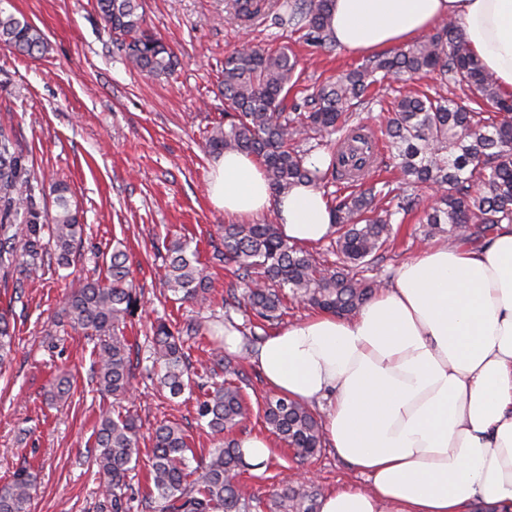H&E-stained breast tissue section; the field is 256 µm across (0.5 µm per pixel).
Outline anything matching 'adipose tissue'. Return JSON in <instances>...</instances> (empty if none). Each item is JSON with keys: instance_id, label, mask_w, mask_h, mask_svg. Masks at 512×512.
<instances>
[{"instance_id": "adipose-tissue-1", "label": "adipose tissue", "mask_w": 512, "mask_h": 512, "mask_svg": "<svg viewBox=\"0 0 512 512\" xmlns=\"http://www.w3.org/2000/svg\"><path fill=\"white\" fill-rule=\"evenodd\" d=\"M444 18L511 93L512 0H333L330 28L349 51L380 52ZM207 192L240 221L274 211L292 244L336 231L321 190L273 192L243 153L212 160ZM253 360L276 394L319 407L328 445L368 482L327 493L319 512L512 507V226L479 249L428 246L354 317L314 312Z\"/></svg>"}]
</instances>
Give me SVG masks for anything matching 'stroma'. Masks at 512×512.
<instances>
[{
	"mask_svg": "<svg viewBox=\"0 0 512 512\" xmlns=\"http://www.w3.org/2000/svg\"><path fill=\"white\" fill-rule=\"evenodd\" d=\"M140 3L148 24L178 55L172 75L151 77L127 65L112 48L95 0H0V10L24 15L47 39L46 51L36 57L0 46V123L14 126L38 178L68 185L86 246L108 253L114 238L124 239L142 292L125 336L143 340L160 319L172 325L197 320L202 335L190 351L196 362L223 340L222 305L233 279L231 266L213 258L218 227L228 218L208 198L212 156L204 150L208 130L224 119L219 81L225 55L244 44L290 47L303 70L298 89L307 94L361 58L341 47L333 52L308 47L268 19L241 22L227 12L226 0ZM424 230L418 214L407 216L394 248L368 269V277L389 280L394 267L427 246ZM179 238L198 247L210 275L209 306L182 305L164 295L165 245ZM70 289V280L50 270L17 298L0 290V307H12L18 343L11 366L0 373V485L28 466L37 476L32 512H103L93 431L100 412L113 407L132 416L145 436L127 490L130 512H142L149 493L147 436L157 425L178 423L197 455L218 438L196 420L199 389L171 397L160 388L147 356H140L131 392L120 404L98 392L91 380L93 342L83 331L54 323ZM232 360L243 371L239 385L250 414L230 437L266 436L272 444L265 465L242 475L246 496L260 501L253 512H270L271 494L283 474L308 471L323 493L364 484L332 448L302 464L270 436L263 414L273 391L247 355ZM63 371L72 374L73 389L48 405L43 391Z\"/></svg>",
	"mask_w": 512,
	"mask_h": 512,
	"instance_id": "35a3bbf8",
	"label": "stroma"
}]
</instances>
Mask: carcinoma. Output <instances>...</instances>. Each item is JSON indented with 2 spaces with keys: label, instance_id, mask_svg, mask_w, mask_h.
Here are the masks:
<instances>
[{
  "label": "carcinoma",
  "instance_id": "obj_1",
  "mask_svg": "<svg viewBox=\"0 0 512 512\" xmlns=\"http://www.w3.org/2000/svg\"><path fill=\"white\" fill-rule=\"evenodd\" d=\"M259 0H230L242 18L256 16ZM332 0H274V20L298 32L314 48L333 49L328 30ZM139 0H96V11L112 32V46L134 69L152 76L171 74L178 64L174 49L153 33L139 12ZM0 43L33 57L46 49L42 32L25 17L0 10ZM297 56L288 49L249 48L224 57V125L214 127L205 147L213 154L237 151L255 155L273 191L279 193L307 182L323 189L346 181L353 190L333 206L336 238L331 242L335 267H326L313 254L283 238L280 224H229L223 248L213 259L236 266V283L224 298V320L243 311L253 328L263 329L282 315L283 298L338 316H353L385 286L359 274L379 260L391 245V218L419 208L415 189L432 184L442 194L424 209L425 224L448 235V240L476 246L490 238L501 224H512V97L501 90L465 39L458 22L448 20L433 32L404 47L366 57L356 67L320 85L302 101L284 105L300 81ZM433 74L445 87H465L469 104L439 93H399L388 110L385 135L390 139L394 167L400 171L397 187L387 181L366 182L377 161L365 162L361 173L341 170L339 148L350 135L365 129L355 122L356 110L370 103V89ZM330 156L327 168L311 163L313 153ZM53 199L56 210L45 223L35 193ZM69 187L63 182H35L12 128L0 124V280L23 285L38 274L75 265L84 236V224L72 209ZM25 228H20V225ZM165 284L177 300L201 304L207 300L209 278L187 240L166 247ZM128 258L116 242L105 260L104 278L87 276L68 294L61 317L89 336H110L103 342L93 375L98 390L121 401L134 376L131 345L118 335L133 316L139 298L130 279ZM201 325L188 322L172 330L154 326L150 336L153 367L160 384L173 396L191 386L187 350L200 335ZM15 333L8 310H0V371L14 353ZM201 371L194 373L202 395L197 419L221 435L246 418L241 388L231 377L239 375L224 350L209 352ZM227 375L223 381L219 374ZM71 378L58 376L47 391L51 401L69 395ZM265 423L279 439L305 459L324 443L316 412L304 403L277 396L266 402ZM149 497L154 512H250L251 500L242 494L239 477L245 463L235 442L212 449L189 464L185 431L164 422L151 435ZM95 464L103 479L111 512H129L128 478L140 454V433L128 416L103 411L95 431ZM37 476L26 469L15 472L0 486V512H30ZM320 492L283 479L273 492L275 512H318Z\"/></svg>",
  "mask_w": 512,
  "mask_h": 512
}]
</instances>
